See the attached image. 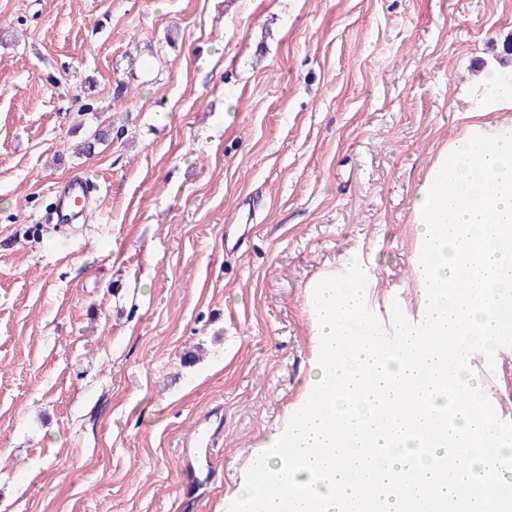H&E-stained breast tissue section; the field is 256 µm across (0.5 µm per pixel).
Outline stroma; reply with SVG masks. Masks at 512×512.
I'll return each mask as SVG.
<instances>
[{
    "instance_id": "stroma-1",
    "label": "stroma",
    "mask_w": 512,
    "mask_h": 512,
    "mask_svg": "<svg viewBox=\"0 0 512 512\" xmlns=\"http://www.w3.org/2000/svg\"><path fill=\"white\" fill-rule=\"evenodd\" d=\"M508 38L512 0H0V512H225L307 283L356 255L416 312L410 194ZM202 421L224 480L186 484ZM97 188L86 178L70 182L56 192L54 209L49 221L54 224H83L87 212L81 207L83 201L91 199Z\"/></svg>"
}]
</instances>
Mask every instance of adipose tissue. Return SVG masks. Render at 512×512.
I'll use <instances>...</instances> for the list:
<instances>
[{"instance_id": "adipose-tissue-1", "label": "adipose tissue", "mask_w": 512, "mask_h": 512, "mask_svg": "<svg viewBox=\"0 0 512 512\" xmlns=\"http://www.w3.org/2000/svg\"><path fill=\"white\" fill-rule=\"evenodd\" d=\"M466 112L411 196L419 319L400 320L403 343L382 353L361 261L310 280L308 396L262 441L267 482L241 487L244 512H280L294 490L296 512H342L346 498L360 512H512L496 499L512 485V441L477 366L512 340V64L484 68ZM284 441L297 463L277 455ZM360 448L376 467L355 485Z\"/></svg>"}]
</instances>
